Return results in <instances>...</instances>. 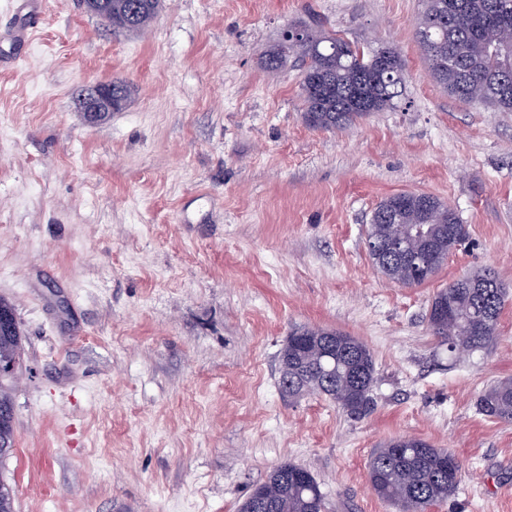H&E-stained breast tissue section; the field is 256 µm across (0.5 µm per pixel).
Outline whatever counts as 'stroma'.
<instances>
[{
	"label": "stroma",
	"instance_id": "1",
	"mask_svg": "<svg viewBox=\"0 0 512 512\" xmlns=\"http://www.w3.org/2000/svg\"><path fill=\"white\" fill-rule=\"evenodd\" d=\"M0 0V300L20 327L16 512H238L277 465L313 473L326 512H399L370 486L375 448L452 450L461 482L431 512H512V423L479 393L512 378V112L448 97L416 39L421 0H162L140 33L81 0ZM301 23L397 47L396 107L309 127L302 68L264 55ZM133 87L96 124V81ZM449 203L468 239L402 287L366 248L378 202ZM492 270L507 290L489 351L454 357L436 292ZM356 336L375 409L349 418L278 386L297 327Z\"/></svg>",
	"mask_w": 512,
	"mask_h": 512
}]
</instances>
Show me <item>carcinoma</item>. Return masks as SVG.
I'll return each instance as SVG.
<instances>
[{
	"mask_svg": "<svg viewBox=\"0 0 512 512\" xmlns=\"http://www.w3.org/2000/svg\"><path fill=\"white\" fill-rule=\"evenodd\" d=\"M416 36L429 62V77L463 102H478L497 112H512V0H422ZM158 5L142 0H112V26L139 31L155 17ZM308 42L296 46L278 40L266 51L264 68L278 71L291 55L303 66L301 90L306 122L316 129H341L371 112L395 105L402 95L405 63L394 46L365 50L344 39L307 30ZM406 223L370 221L367 249L374 265L401 286L431 279L467 234L457 211L435 195L414 192L405 199ZM423 224L437 249L435 264L417 272L400 261H385L373 247L408 226ZM507 292L489 270L463 276L433 297L428 322L446 338L451 353L471 354L488 348L498 335ZM451 308L450 326H437L442 308ZM303 345L286 342L279 353V385L288 397L318 394L336 402L352 418L374 406L375 365L368 347L335 331L320 345L323 328L297 329ZM17 334L0 339V358L18 356ZM479 411L488 418L512 422V379L487 386L478 396ZM462 477L458 457L423 439L399 438L376 449L369 463L372 490L403 512L427 509L452 496ZM325 497L310 470L284 463L242 502L239 512H325Z\"/></svg>",
	"mask_w": 512,
	"mask_h": 512,
	"instance_id": "cac0c4a2",
	"label": "carcinoma"
}]
</instances>
